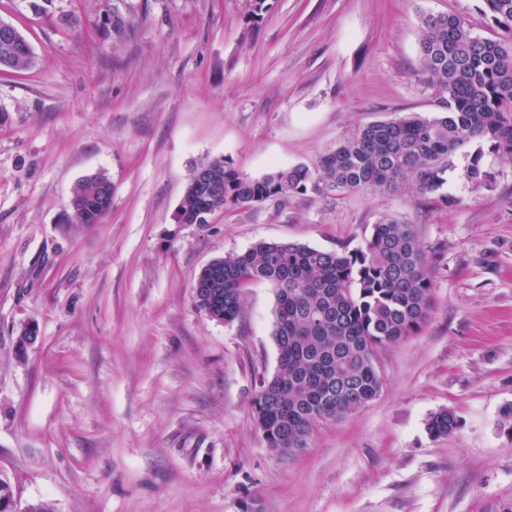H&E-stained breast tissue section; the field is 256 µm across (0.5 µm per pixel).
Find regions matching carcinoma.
<instances>
[{
	"instance_id": "carcinoma-1",
	"label": "carcinoma",
	"mask_w": 512,
	"mask_h": 512,
	"mask_svg": "<svg viewBox=\"0 0 512 512\" xmlns=\"http://www.w3.org/2000/svg\"><path fill=\"white\" fill-rule=\"evenodd\" d=\"M483 15L500 36L477 34L457 13L421 17L418 75L444 111L417 113L356 128L318 157L252 178L216 158L221 192L209 195L188 182L178 207L181 224H207L216 211L233 212L269 199L312 193L320 197L361 191L407 192L429 208L457 200L440 192L450 157L462 146L491 143L512 161V0H483ZM33 63L0 34V67L15 71ZM476 188L492 186V172L475 158L466 169ZM112 206V183L104 175L79 181L68 220L100 224ZM218 269L193 285L197 307L224 323L240 315L244 289L266 282L275 290L274 337L279 365L262 379L254 418L268 447L307 446L314 428L375 400L382 377L379 348L418 333L433 309V276L415 228L393 218L372 225L364 246L338 253L300 243L258 241L241 253L215 260ZM457 427L442 410L428 424L434 437Z\"/></svg>"
}]
</instances>
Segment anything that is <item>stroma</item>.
Masks as SVG:
<instances>
[{
	"label": "stroma",
	"mask_w": 512,
	"mask_h": 512,
	"mask_svg": "<svg viewBox=\"0 0 512 512\" xmlns=\"http://www.w3.org/2000/svg\"><path fill=\"white\" fill-rule=\"evenodd\" d=\"M0 0L35 62L0 69V480L53 512H512V162L471 142L448 209L408 193L270 199L207 224L175 213L193 167L259 178L313 164L360 125L440 107L417 77L420 17L480 0ZM125 22L105 25L103 7ZM495 174L473 189V157ZM102 174V223L67 221ZM415 225L433 272L422 330L377 352L368 405L284 457L253 403L278 368L275 291L239 318L199 310L215 258L255 242L343 252ZM36 343L19 353L24 328ZM452 411L457 429L427 430ZM457 427V419L450 410H442L432 416L428 424L429 433L433 437L450 434Z\"/></svg>",
	"instance_id": "35a3bbf8"
}]
</instances>
